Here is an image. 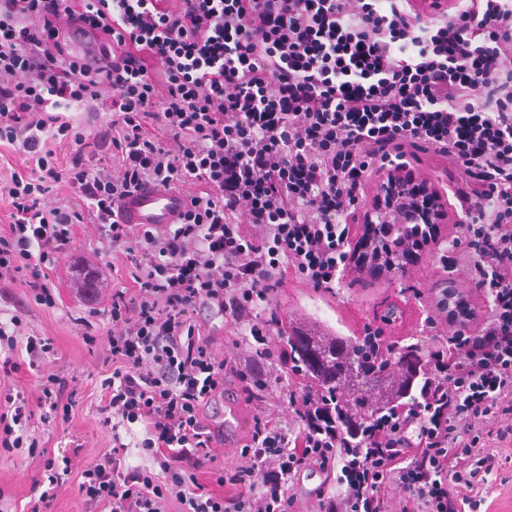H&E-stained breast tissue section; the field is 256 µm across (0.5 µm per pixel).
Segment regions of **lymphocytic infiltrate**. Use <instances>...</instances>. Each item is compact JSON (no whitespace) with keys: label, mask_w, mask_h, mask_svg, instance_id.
I'll use <instances>...</instances> for the list:
<instances>
[{"label":"lymphocytic infiltrate","mask_w":512,"mask_h":512,"mask_svg":"<svg viewBox=\"0 0 512 512\" xmlns=\"http://www.w3.org/2000/svg\"><path fill=\"white\" fill-rule=\"evenodd\" d=\"M74 24L96 39L92 58L70 53ZM74 107L104 119L74 124ZM2 145L27 167L0 181V283L54 306L50 274L77 224L126 250L127 286L78 320L89 346L93 317L110 324L100 413L112 446L78 475L85 512H289L284 486L313 463L336 474L318 512H388L392 488L417 512H482L480 490L512 449V0L427 20L410 0H0ZM429 151L462 174L452 194L467 222L449 246L474 259L486 315L428 350L424 392L389 419L336 414L299 383L297 433L255 417L246 462L225 477L235 494L201 491L196 472L224 441L203 408L225 372L249 392L294 370L288 349L267 346L288 273L324 292L352 263L379 279L366 260L376 228L350 244L347 218L373 188L440 202L414 180L412 159ZM150 181L200 190L180 223H118L121 200ZM61 182L82 208L50 203ZM205 313L240 326L254 356L218 358ZM23 354L36 366L56 351L22 336L15 314L0 322V373ZM39 391L34 405L0 397V454L27 448L48 473L26 512H49L61 480L29 434L33 408L66 423L76 403L56 370ZM135 425L143 462L129 467L119 431Z\"/></svg>","instance_id":"1"}]
</instances>
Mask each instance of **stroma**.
Returning <instances> with one entry per match:
<instances>
[{"mask_svg": "<svg viewBox=\"0 0 512 512\" xmlns=\"http://www.w3.org/2000/svg\"><path fill=\"white\" fill-rule=\"evenodd\" d=\"M99 233L91 224L74 228L71 250L60 256L51 273L55 308H47L27 299L23 287L0 288V320L9 321L20 315L25 333L51 338L57 351L55 367L76 388V405L69 423H36L35 434L49 455L69 458L71 474L65 475L56 491L50 512H84L77 493V475L111 445V434L100 424L97 412L99 376L104 369L103 344L87 346L76 323L88 307H104L105 289L124 286L127 263L122 248L113 254L99 255ZM441 253L437 246L426 247L409 274L390 281L361 279L359 274L345 272L334 293H322L289 277L277 297L284 326H313L336 335L354 339L364 328L381 329L386 340L396 346L415 344L429 349L433 341L427 336L424 319L435 306L442 288L452 286L467 300L477 315L487 309V293L478 286V277L464 256H457L447 273H440ZM99 273V288L88 291L79 275V267ZM206 328L214 336L219 356L245 359L253 352L252 342L244 340L237 326L224 318H206ZM288 385L271 381L265 402L249 399L233 376H225L224 392L205 407L204 421L214 427L223 426L230 413H238L243 424L231 429L229 438L217 451L214 467L198 472L199 483L220 495H233L234 486L218 483L216 471L237 467L242 451L250 440L253 419L258 410L270 414L275 425L284 432L295 433L297 425L287 405ZM47 474L42 461L29 457L26 449L0 456V512H22L31 496L47 489Z\"/></svg>", "mask_w": 512, "mask_h": 512, "instance_id": "1", "label": "stroma"}]
</instances>
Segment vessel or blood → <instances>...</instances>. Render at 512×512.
Listing matches in <instances>:
<instances>
[{
    "label": "vessel or blood",
    "mask_w": 512,
    "mask_h": 512,
    "mask_svg": "<svg viewBox=\"0 0 512 512\" xmlns=\"http://www.w3.org/2000/svg\"><path fill=\"white\" fill-rule=\"evenodd\" d=\"M189 206L178 191L150 183L120 202L118 220L123 224H176Z\"/></svg>",
    "instance_id": "1"
}]
</instances>
